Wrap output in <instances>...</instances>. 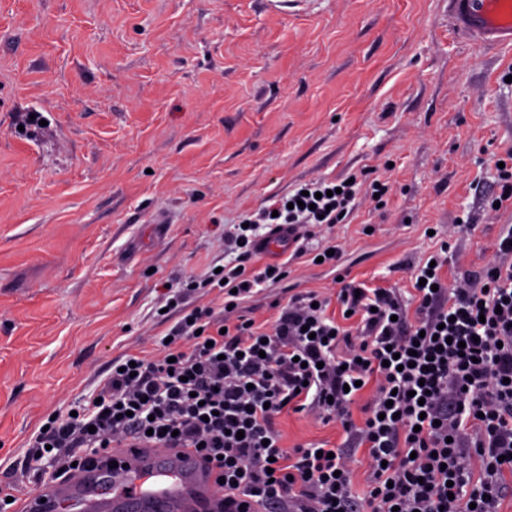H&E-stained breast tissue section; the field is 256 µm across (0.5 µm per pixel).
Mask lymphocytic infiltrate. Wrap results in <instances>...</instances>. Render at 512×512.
<instances>
[{
	"instance_id": "1",
	"label": "lymphocytic infiltrate",
	"mask_w": 512,
	"mask_h": 512,
	"mask_svg": "<svg viewBox=\"0 0 512 512\" xmlns=\"http://www.w3.org/2000/svg\"><path fill=\"white\" fill-rule=\"evenodd\" d=\"M356 184L319 179L224 230L237 263L202 284L167 290L176 321L155 357L115 359L95 400L59 415L26 450L56 476L98 463L117 442L196 449L225 479L224 498L258 512H501L512 498V225H503L478 276L449 282L448 245L411 275V290L343 284L336 297L298 292L275 302L271 323L240 308L257 288L287 279L288 264L254 268L256 231L276 224L334 228L357 207ZM239 311L218 319L191 305L196 287ZM351 315L339 323L331 302ZM373 385L352 419L360 387ZM285 411L340 423L332 457L285 448ZM365 489L354 491L358 455Z\"/></svg>"
}]
</instances>
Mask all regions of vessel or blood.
I'll return each instance as SVG.
<instances>
[{"label":"vessel or blood","instance_id":"b4317fda","mask_svg":"<svg viewBox=\"0 0 512 512\" xmlns=\"http://www.w3.org/2000/svg\"><path fill=\"white\" fill-rule=\"evenodd\" d=\"M459 35L483 49L512 45V0H448ZM224 512L214 469L192 449L120 445L110 464L84 467L21 498L20 512Z\"/></svg>","mask_w":512,"mask_h":512}]
</instances>
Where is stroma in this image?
<instances>
[{"label": "stroma", "instance_id": "stroma-1", "mask_svg": "<svg viewBox=\"0 0 512 512\" xmlns=\"http://www.w3.org/2000/svg\"><path fill=\"white\" fill-rule=\"evenodd\" d=\"M511 150L512 46L457 35L448 0H0V483L39 488L35 434L113 360L155 355L165 289L230 262L225 225L269 196L362 182L316 234L337 270L292 265L244 303L260 320L340 270L409 287L443 239L480 272L512 224L492 208ZM278 429L341 440L299 414Z\"/></svg>", "mask_w": 512, "mask_h": 512}]
</instances>
